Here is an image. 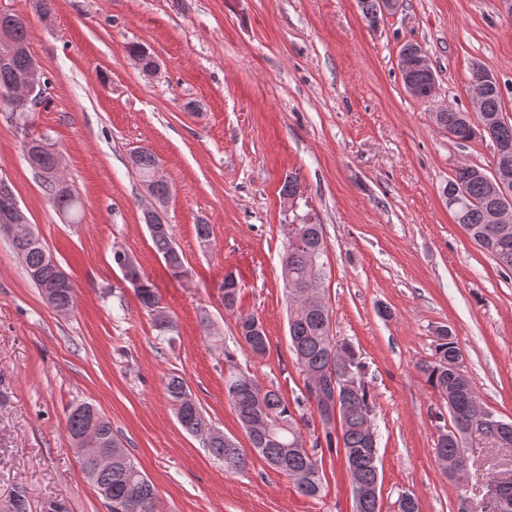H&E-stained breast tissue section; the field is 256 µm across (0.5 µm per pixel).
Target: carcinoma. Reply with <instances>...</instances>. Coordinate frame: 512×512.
I'll return each instance as SVG.
<instances>
[{
  "label": "carcinoma",
  "mask_w": 512,
  "mask_h": 512,
  "mask_svg": "<svg viewBox=\"0 0 512 512\" xmlns=\"http://www.w3.org/2000/svg\"><path fill=\"white\" fill-rule=\"evenodd\" d=\"M8 27L15 38L29 45L28 21L14 12H0V28ZM30 53L16 58L9 67L0 66V90L9 87L31 62ZM485 69L473 70L469 92L483 93V111L470 115L452 110L441 112L434 119L435 125L448 133L452 140L463 143L476 137L488 138L493 145L512 146V120L503 112V93L500 83L488 85L483 81ZM403 83L418 86L428 93L435 82L432 69L417 68L401 73ZM157 157L144 149L132 162L141 179L151 180ZM488 172L476 165L460 163L453 169L441 187V196L454 203L451 212L472 241L482 239L480 245L504 271L512 273V227L502 234L499 224L501 198L487 179ZM49 202L71 220L80 221L81 201L72 188L57 189L43 182ZM156 251L161 254L166 267L175 275L183 268V255L174 246L169 225L159 230H149ZM12 246L21 258L29 280L40 291L52 286L54 292L45 299L47 305L60 316L72 313L76 307L73 280L63 270L43 241L36 235L12 240ZM326 243L323 226L312 222L288 225V244L282 255V277L288 294V332L290 350L303 375L304 398L316 408L325 425V444L329 449L340 448L346 456L353 453L370 455L379 452L375 442L369 440L363 429L365 419L373 413L372 396L363 379L364 366L353 345L338 340L333 333L332 312L328 304L304 307L296 301V292L310 286L324 292L326 278L324 267ZM224 308L235 309L238 301V283L232 275L222 283ZM238 335L242 346L266 351L269 341L260 318L252 313L239 314ZM460 351L455 337L442 328L436 332L432 360L424 363L420 371L431 387L448 401L451 427L440 433L435 444V458L461 457L456 434L462 432L470 404L478 400L471 380L459 378L452 372V363ZM228 375L224 387L231 406L252 448L273 470L295 480L300 493L317 497L322 491L323 462L317 454L306 448L305 440L297 427L292 412L279 390L267 389L249 373L240 369L235 356L222 350ZM330 371L339 378L349 374L358 381L355 391L334 396L332 383L327 382L314 390L308 383L309 374ZM166 391L178 423L189 434L202 440L211 454L224 464V471L237 473L246 468V449L239 447L236 439L224 435L207 422L201 408L189 394L186 382L180 376L167 379ZM340 411L341 435L332 433L334 409ZM67 430L74 437L93 431L96 447L81 458L83 472L96 492L103 496L108 512H155L158 498L154 484L135 465L131 454L112 431L111 421L95 405L81 402L71 405L67 417Z\"/></svg>",
  "instance_id": "1"
}]
</instances>
